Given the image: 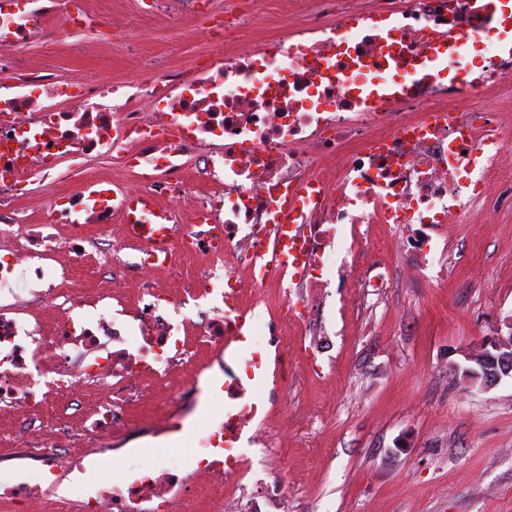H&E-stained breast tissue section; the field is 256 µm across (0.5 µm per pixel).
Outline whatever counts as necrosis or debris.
Returning a JSON list of instances; mask_svg holds the SVG:
<instances>
[{
	"instance_id": "4bbe7bcc",
	"label": "necrosis or debris",
	"mask_w": 512,
	"mask_h": 512,
	"mask_svg": "<svg viewBox=\"0 0 512 512\" xmlns=\"http://www.w3.org/2000/svg\"><path fill=\"white\" fill-rule=\"evenodd\" d=\"M262 2L221 16L202 0L108 13L106 32L135 43L156 16L203 31L218 26L224 38L192 75L171 69L98 85L82 68L56 75L13 52L36 39L53 52L46 32L80 31L82 0H0V225L15 238L9 260H0V406L31 423L25 446L0 456V469L12 472L0 502L11 512H196L203 484L220 499L262 491L264 479L235 447L245 427L267 417L246 385L269 363L273 390L287 388L295 368L287 335L247 341L268 311L255 289L289 284L277 317L307 327L333 275L352 278L364 265L358 248L337 262V226L356 240L375 224L440 227L487 204L493 188L512 207V144L494 113L457 106L486 93L512 96V53L499 50L512 33L511 11L495 0H277L281 24L261 40L244 38ZM440 37L447 44L439 63L425 67ZM115 152L133 170L137 194L171 214L192 208L193 224L176 226L173 237L191 239V253L207 258L205 279L223 278L216 314L201 308L209 289L172 292L121 275L110 301L58 304L52 281L68 270L47 264L60 247L57 225L108 223L128 190L109 185L107 205L96 207L69 177L50 172L64 158ZM36 176L54 181L50 224L19 223L14 208ZM300 182L313 190L297 219L304 260L297 267L275 259L260 272L257 250ZM128 293L139 309L135 336L112 326V303ZM167 305L176 319L161 315ZM40 306L56 309L53 326L40 321ZM195 346L223 358L230 406L200 439L195 469L148 461L133 483L74 504L27 480L33 467L84 470L104 443L121 456L126 392L178 378L200 384ZM83 384L104 386L110 399L88 414L56 412ZM51 432L83 445L58 454L46 443Z\"/></svg>"
}]
</instances>
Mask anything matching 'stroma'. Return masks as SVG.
Here are the masks:
<instances>
[{
  "label": "stroma",
  "instance_id": "35a3bbf8",
  "mask_svg": "<svg viewBox=\"0 0 512 512\" xmlns=\"http://www.w3.org/2000/svg\"><path fill=\"white\" fill-rule=\"evenodd\" d=\"M77 42L61 36L50 56L36 43L19 52L35 68L61 74L80 65L90 79L110 84L136 67L191 69L209 48L204 31L177 33L160 17L149 23L135 58L124 39L103 43L97 60L79 57ZM510 238L512 211L484 206L468 222L449 224L438 241L436 267L425 278L407 280L399 260L371 251L365 267L387 273L382 287L339 280L326 301L321 334L298 337L296 372L268 418L272 427L284 414L291 421L279 455L250 453L255 468L294 482L288 512H512V380L471 391L445 369L495 337L512 314V250L502 246ZM147 248L130 242L114 262L162 288L182 287L206 265L180 254L174 271H144L139 263ZM55 258L75 267L69 295L111 290L95 264H73L65 248ZM178 390L193 392L186 381ZM175 391L133 402L129 454L103 477L67 478L60 493L77 499L104 480L121 483L147 460L193 468L197 441L222 421L224 403L195 398L183 421L187 438L174 433L166 445L144 437V430L166 422Z\"/></svg>",
  "mask_w": 512,
  "mask_h": 512
}]
</instances>
